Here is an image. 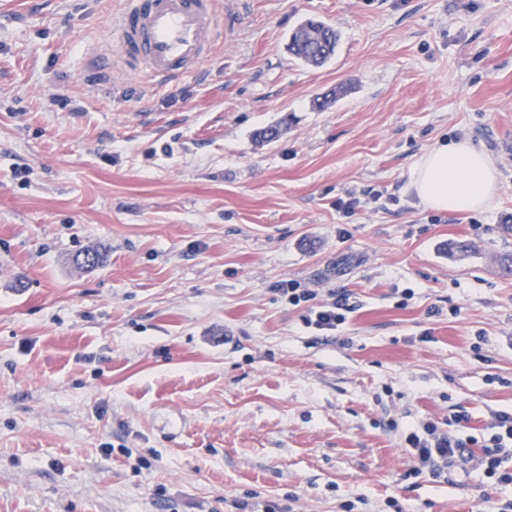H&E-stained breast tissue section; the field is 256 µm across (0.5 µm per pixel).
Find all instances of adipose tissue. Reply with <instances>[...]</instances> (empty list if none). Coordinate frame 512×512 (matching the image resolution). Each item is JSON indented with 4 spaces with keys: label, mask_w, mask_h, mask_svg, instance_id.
Returning a JSON list of instances; mask_svg holds the SVG:
<instances>
[{
    "label": "adipose tissue",
    "mask_w": 512,
    "mask_h": 512,
    "mask_svg": "<svg viewBox=\"0 0 512 512\" xmlns=\"http://www.w3.org/2000/svg\"><path fill=\"white\" fill-rule=\"evenodd\" d=\"M409 187L438 212H482L493 206L498 170L489 155L469 140L440 142L415 161Z\"/></svg>",
    "instance_id": "adipose-tissue-1"
}]
</instances>
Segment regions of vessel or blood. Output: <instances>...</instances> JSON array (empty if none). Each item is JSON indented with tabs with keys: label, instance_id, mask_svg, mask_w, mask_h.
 I'll list each match as a JSON object with an SVG mask.
<instances>
[{
	"label": "vessel or blood",
	"instance_id": "1",
	"mask_svg": "<svg viewBox=\"0 0 512 512\" xmlns=\"http://www.w3.org/2000/svg\"><path fill=\"white\" fill-rule=\"evenodd\" d=\"M218 26L214 0H126L107 30L128 68L169 84L207 61Z\"/></svg>",
	"mask_w": 512,
	"mask_h": 512
}]
</instances>
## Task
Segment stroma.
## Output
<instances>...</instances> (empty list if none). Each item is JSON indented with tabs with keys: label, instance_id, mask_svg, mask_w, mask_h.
I'll use <instances>...</instances> for the list:
<instances>
[{
	"label": "stroma",
	"instance_id": "1",
	"mask_svg": "<svg viewBox=\"0 0 512 512\" xmlns=\"http://www.w3.org/2000/svg\"><path fill=\"white\" fill-rule=\"evenodd\" d=\"M124 6L0 0V512L512 500L472 463L406 478L403 450L512 409V0H218L232 31L166 86L105 37ZM307 18L342 34L320 68L287 50ZM464 138L496 204L428 210L409 169ZM290 280L345 324L306 327Z\"/></svg>",
	"mask_w": 512,
	"mask_h": 512
}]
</instances>
